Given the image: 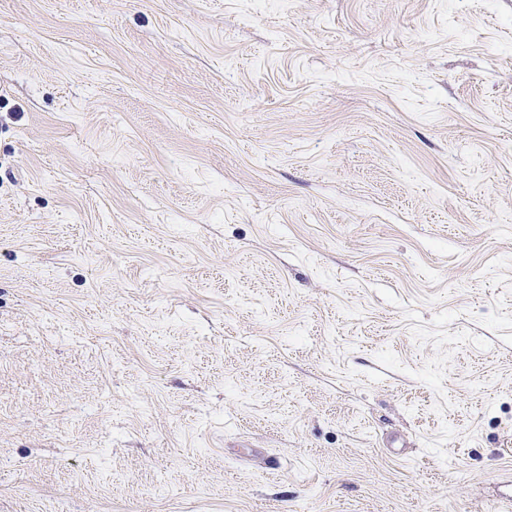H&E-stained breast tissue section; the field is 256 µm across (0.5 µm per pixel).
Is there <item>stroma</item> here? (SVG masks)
<instances>
[{
  "instance_id": "35a3bbf8",
  "label": "stroma",
  "mask_w": 512,
  "mask_h": 512,
  "mask_svg": "<svg viewBox=\"0 0 512 512\" xmlns=\"http://www.w3.org/2000/svg\"><path fill=\"white\" fill-rule=\"evenodd\" d=\"M0 512H512V0H0Z\"/></svg>"
}]
</instances>
